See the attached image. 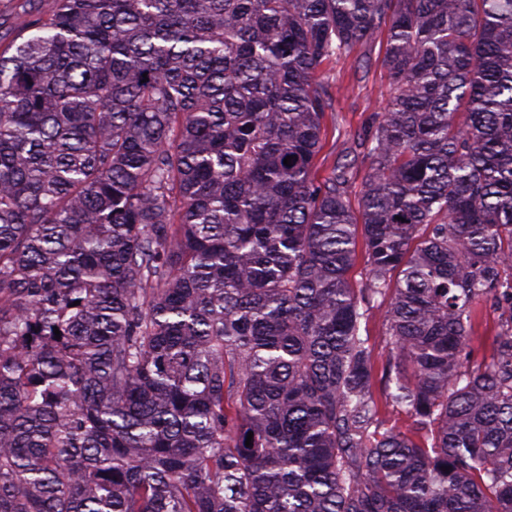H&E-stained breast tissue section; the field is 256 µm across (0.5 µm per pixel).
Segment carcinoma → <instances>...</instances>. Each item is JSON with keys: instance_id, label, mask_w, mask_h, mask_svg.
I'll return each instance as SVG.
<instances>
[{"instance_id": "1", "label": "carcinoma", "mask_w": 512, "mask_h": 512, "mask_svg": "<svg viewBox=\"0 0 512 512\" xmlns=\"http://www.w3.org/2000/svg\"><path fill=\"white\" fill-rule=\"evenodd\" d=\"M35 2L0 50V512H512V0ZM383 31L355 212L317 74ZM387 309V304L382 303L375 307L372 310V313L369 317V320L366 325V331H364V324L361 328V333L363 336L366 334L369 336V342L373 348V353L375 357V387L374 393L379 401L382 410L384 411V380L381 379V375L383 372V365L385 363L386 358V347H385V322L384 315ZM385 416L390 420V423H395L402 430H405L411 422V418L404 411H392L391 409H386Z\"/></svg>"}]
</instances>
